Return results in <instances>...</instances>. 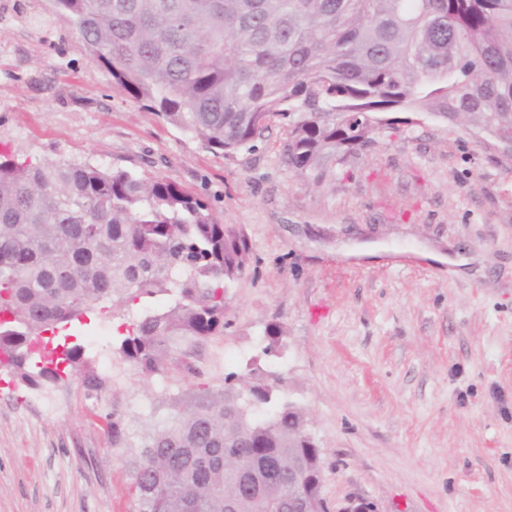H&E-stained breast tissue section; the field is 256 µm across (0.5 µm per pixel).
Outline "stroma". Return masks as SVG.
<instances>
[{
  "instance_id": "stroma-1",
  "label": "stroma",
  "mask_w": 512,
  "mask_h": 512,
  "mask_svg": "<svg viewBox=\"0 0 512 512\" xmlns=\"http://www.w3.org/2000/svg\"><path fill=\"white\" fill-rule=\"evenodd\" d=\"M383 118L368 148L312 185L282 157L284 120L252 148L213 152L141 110L52 0H0V153L160 177L244 233L250 268L226 291L229 327L202 355L206 377L255 356L281 369L335 512H512V162L429 113ZM168 303L72 322L113 386L36 391L0 374V512H135L129 451L103 419L120 409L143 427L165 390L112 347ZM271 325L279 359L260 356Z\"/></svg>"
}]
</instances>
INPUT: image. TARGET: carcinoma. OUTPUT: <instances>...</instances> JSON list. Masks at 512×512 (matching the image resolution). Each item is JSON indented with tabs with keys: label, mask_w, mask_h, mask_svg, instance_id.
<instances>
[{
	"label": "carcinoma",
	"mask_w": 512,
	"mask_h": 512,
	"mask_svg": "<svg viewBox=\"0 0 512 512\" xmlns=\"http://www.w3.org/2000/svg\"><path fill=\"white\" fill-rule=\"evenodd\" d=\"M58 17L141 107L234 154L274 117L288 120V167L320 182L324 167L371 142L367 121L395 109L451 125L512 132V0H55ZM247 239L203 198L157 177L87 163L19 162L0 154V370L27 389L77 374L92 390L83 346L45 359L33 347L102 304L159 294L113 352L146 379L199 382L165 396V419L132 430L105 416L115 448H133L136 512H224L236 475L217 464L296 468L322 479L303 408L257 361L218 384L200 380L205 348L224 338L225 293L249 264ZM262 354L283 356L277 327ZM248 448L235 444L239 435ZM292 495L288 477L264 512Z\"/></svg>",
	"instance_id": "1"
}]
</instances>
